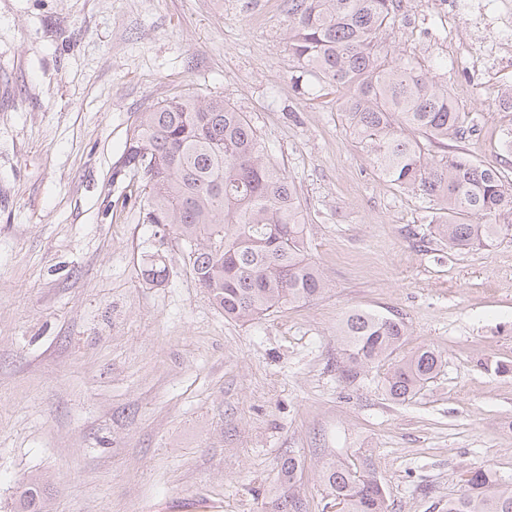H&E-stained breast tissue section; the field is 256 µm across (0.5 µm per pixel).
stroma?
<instances>
[{"label":"stroma","mask_w":512,"mask_h":512,"mask_svg":"<svg viewBox=\"0 0 512 512\" xmlns=\"http://www.w3.org/2000/svg\"><path fill=\"white\" fill-rule=\"evenodd\" d=\"M434 2L404 0L388 41L464 108L458 151L512 180V55L481 67L463 24L439 39ZM288 24L286 0H0V512L33 477L48 512H264L290 455L306 512H336L330 459L368 457L391 512H445L474 467L512 475V236L431 239L433 202L373 167L347 90L297 74ZM185 93L247 112L293 178L322 297L226 319L176 240L143 281L142 182L112 173L137 113ZM354 309L404 318L398 356L442 353L421 394L388 400L381 367L342 382Z\"/></svg>","instance_id":"obj_1"}]
</instances>
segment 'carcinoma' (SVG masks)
<instances>
[{
  "instance_id": "cac0c4a2",
  "label": "carcinoma",
  "mask_w": 512,
  "mask_h": 512,
  "mask_svg": "<svg viewBox=\"0 0 512 512\" xmlns=\"http://www.w3.org/2000/svg\"><path fill=\"white\" fill-rule=\"evenodd\" d=\"M404 0H288V42L297 68L347 87L349 129L374 167L401 191H415L440 211L436 234L456 249L485 247L512 231V183L501 168L475 164L452 142L473 135L448 86L393 55L386 32ZM442 155L429 158V148ZM144 182L142 223L184 245L191 273L224 317L252 321L321 297L330 283L308 253L302 205L293 179L269 158L248 115L222 97L201 102L174 96L137 115L121 168ZM145 283L167 276L165 250L155 246L141 269ZM407 333L404 319L355 309L341 321L336 370L354 384L365 369L390 359ZM443 366L422 346L388 367L386 395L416 396ZM299 460L279 469L281 493L269 512H306L297 490ZM326 493L338 512H388L386 492L367 462H328ZM448 512H512V478L484 468L463 479ZM42 484L18 492L16 512H43Z\"/></svg>"
}]
</instances>
